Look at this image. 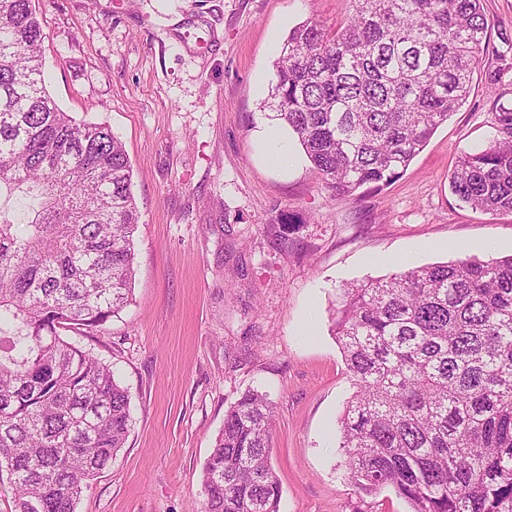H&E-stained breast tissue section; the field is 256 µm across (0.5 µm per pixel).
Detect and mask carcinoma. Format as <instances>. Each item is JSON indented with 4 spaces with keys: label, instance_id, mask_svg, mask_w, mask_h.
<instances>
[{
    "label": "carcinoma",
    "instance_id": "cac0c4a2",
    "mask_svg": "<svg viewBox=\"0 0 512 512\" xmlns=\"http://www.w3.org/2000/svg\"><path fill=\"white\" fill-rule=\"evenodd\" d=\"M328 30L290 29L263 106L341 201L399 177L469 97L482 0H352ZM33 0H0V478L15 512H76L124 447L130 398L72 341L127 305L139 216L122 143L44 87ZM465 153L452 193L512 212V109ZM29 198L18 215L4 200ZM335 335L356 391L340 418L347 475L409 512H512V256L414 267L343 288ZM273 404L248 390L202 467L201 512H280Z\"/></svg>",
    "mask_w": 512,
    "mask_h": 512
}]
</instances>
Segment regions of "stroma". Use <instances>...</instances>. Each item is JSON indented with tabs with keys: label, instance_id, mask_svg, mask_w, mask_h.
Returning <instances> with one entry per match:
<instances>
[{
	"label": "stroma",
	"instance_id": "35a3bbf8",
	"mask_svg": "<svg viewBox=\"0 0 512 512\" xmlns=\"http://www.w3.org/2000/svg\"><path fill=\"white\" fill-rule=\"evenodd\" d=\"M45 82L73 118L123 142L140 210L133 299L78 343L130 396L124 448L76 512H197L225 411L248 389L275 406L282 512H408L348 480L339 419L354 392L334 335L344 283L512 255V213L461 203L457 158L512 108V0L490 28L466 102L391 184L341 202L296 140L279 162L261 107L289 30L333 28L352 0H35ZM299 223L280 224L281 215Z\"/></svg>",
	"mask_w": 512,
	"mask_h": 512
}]
</instances>
